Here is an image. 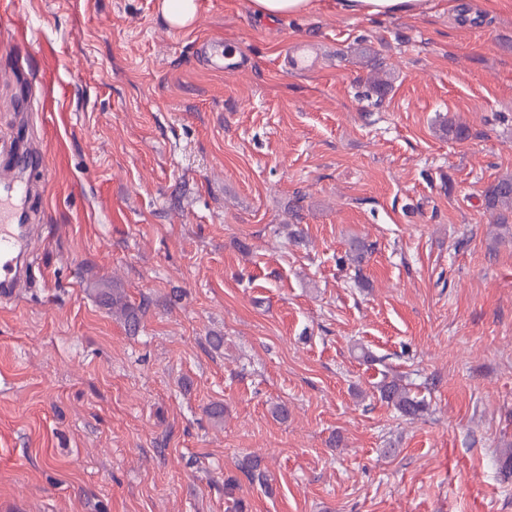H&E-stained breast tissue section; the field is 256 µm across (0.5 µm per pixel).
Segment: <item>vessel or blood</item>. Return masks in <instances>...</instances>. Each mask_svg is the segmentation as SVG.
Returning <instances> with one entry per match:
<instances>
[{
    "label": "vessel or blood",
    "instance_id": "b4317fda",
    "mask_svg": "<svg viewBox=\"0 0 512 512\" xmlns=\"http://www.w3.org/2000/svg\"><path fill=\"white\" fill-rule=\"evenodd\" d=\"M315 60L308 45L295 44L287 52L284 65L290 70L313 67ZM25 154L17 146L0 141V299L18 297L29 280L32 261L29 255L30 225L13 202L24 186L16 171Z\"/></svg>",
    "mask_w": 512,
    "mask_h": 512
}]
</instances>
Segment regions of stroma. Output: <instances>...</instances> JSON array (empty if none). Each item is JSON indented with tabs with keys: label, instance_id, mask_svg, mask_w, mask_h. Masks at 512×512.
<instances>
[{
	"label": "stroma",
	"instance_id": "stroma-1",
	"mask_svg": "<svg viewBox=\"0 0 512 512\" xmlns=\"http://www.w3.org/2000/svg\"><path fill=\"white\" fill-rule=\"evenodd\" d=\"M200 2L178 30L158 0H0V138L43 181L35 282L0 302V512H233L249 454V512H512V224L482 197L512 173V9ZM296 40L318 69L283 68ZM393 375L423 418L379 400ZM319 3V0H249V7L256 19L270 21L309 15L318 9ZM435 0H336L338 12L355 17L387 18L395 15L423 16ZM98 295L105 306L112 310V316L121 319L129 331L135 332L139 328L146 303L135 307L119 288H101Z\"/></svg>",
	"mask_w": 512,
	"mask_h": 512
}]
</instances>
